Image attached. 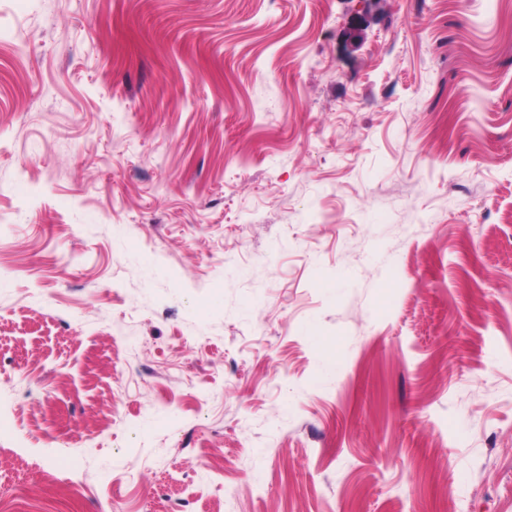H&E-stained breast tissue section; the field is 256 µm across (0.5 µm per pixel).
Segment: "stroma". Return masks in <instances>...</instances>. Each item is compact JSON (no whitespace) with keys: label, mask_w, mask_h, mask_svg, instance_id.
<instances>
[{"label":"stroma","mask_w":512,"mask_h":512,"mask_svg":"<svg viewBox=\"0 0 512 512\" xmlns=\"http://www.w3.org/2000/svg\"><path fill=\"white\" fill-rule=\"evenodd\" d=\"M72 493L512 512V0H0V512Z\"/></svg>","instance_id":"obj_1"}]
</instances>
